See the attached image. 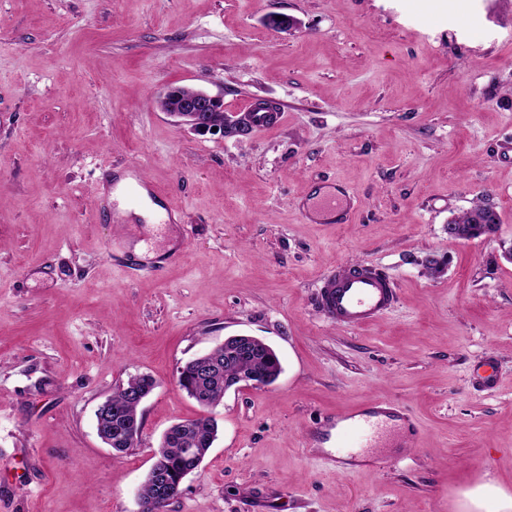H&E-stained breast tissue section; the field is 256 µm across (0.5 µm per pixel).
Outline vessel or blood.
<instances>
[{"mask_svg":"<svg viewBox=\"0 0 512 512\" xmlns=\"http://www.w3.org/2000/svg\"><path fill=\"white\" fill-rule=\"evenodd\" d=\"M353 194L346 188L320 195L311 203L306 216L323 224L345 223L353 208ZM396 300L391 275L376 268L352 266L328 274L320 290L323 314L336 324L357 328L386 313ZM409 424V417L398 404L373 403L361 412H345L324 424L323 433H335L336 452L330 461L337 472L357 465L367 448L373 447L383 421Z\"/></svg>","mask_w":512,"mask_h":512,"instance_id":"b4317fda","label":"vessel or blood"}]
</instances>
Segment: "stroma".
Masks as SVG:
<instances>
[{"instance_id": "35a3bbf8", "label": "stroma", "mask_w": 512, "mask_h": 512, "mask_svg": "<svg viewBox=\"0 0 512 512\" xmlns=\"http://www.w3.org/2000/svg\"><path fill=\"white\" fill-rule=\"evenodd\" d=\"M172 87L283 118L200 136L160 109ZM141 174L179 223L110 199V180ZM336 184L358 200L348 221L307 220ZM480 200L497 232L450 238ZM510 242L512 0H0V512H137L163 434L203 412L179 367L238 334L282 373L212 408L219 438L170 512H460L486 483L512 495ZM355 264L398 288L362 328L317 304ZM485 362L495 387L475 379ZM137 374L157 386L118 454L95 412ZM372 400L418 432L387 426L378 465L337 474L315 431Z\"/></svg>"}]
</instances>
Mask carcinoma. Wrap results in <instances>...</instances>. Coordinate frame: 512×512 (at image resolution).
<instances>
[{
  "instance_id": "1",
  "label": "carcinoma",
  "mask_w": 512,
  "mask_h": 512,
  "mask_svg": "<svg viewBox=\"0 0 512 512\" xmlns=\"http://www.w3.org/2000/svg\"><path fill=\"white\" fill-rule=\"evenodd\" d=\"M461 228L467 239H476L495 232L500 218L490 206L476 204L451 220ZM205 359L216 363L214 375L205 383L197 384L196 362L191 360L182 367L181 390L197 403L210 408L220 404L228 390L239 379L252 375L276 378L281 363L277 354L261 345L246 347L238 338L227 341L205 353ZM156 387V380L147 374L131 376L107 399L110 413L96 418V430L108 439V446L117 453L133 447L134 438L141 437L143 422L140 413L142 400ZM138 393L141 399L131 394ZM218 436V423L210 415L179 422L169 427L158 448L154 472L147 475L138 493V501L155 505L154 512H166L171 502L182 493L177 478L187 469L196 467L195 459L186 449L194 448L201 457L208 455Z\"/></svg>"
}]
</instances>
